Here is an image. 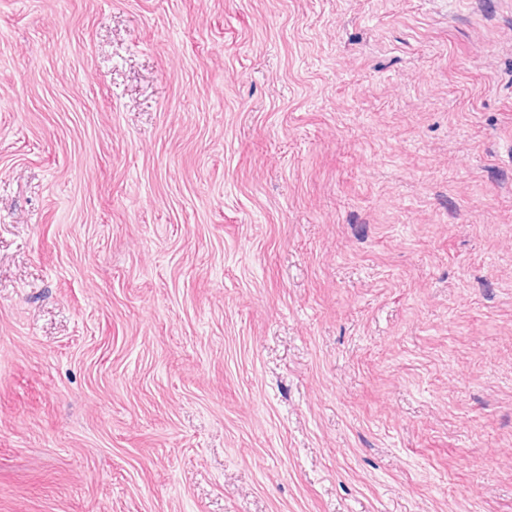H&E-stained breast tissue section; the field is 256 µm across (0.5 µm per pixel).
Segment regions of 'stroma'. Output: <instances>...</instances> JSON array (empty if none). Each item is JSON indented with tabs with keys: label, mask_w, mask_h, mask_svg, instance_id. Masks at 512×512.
Returning <instances> with one entry per match:
<instances>
[{
	"label": "stroma",
	"mask_w": 512,
	"mask_h": 512,
	"mask_svg": "<svg viewBox=\"0 0 512 512\" xmlns=\"http://www.w3.org/2000/svg\"><path fill=\"white\" fill-rule=\"evenodd\" d=\"M0 512H512V0H0Z\"/></svg>",
	"instance_id": "stroma-1"
}]
</instances>
